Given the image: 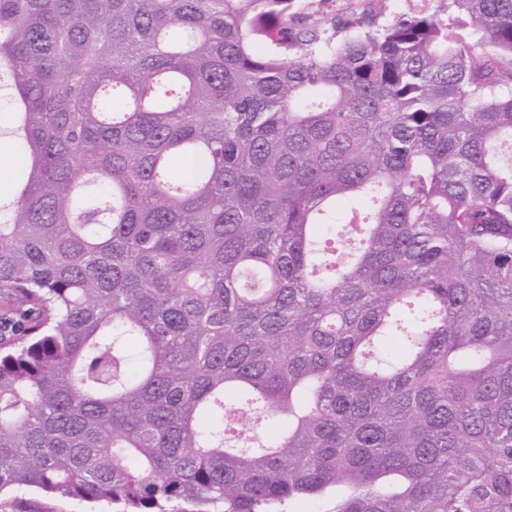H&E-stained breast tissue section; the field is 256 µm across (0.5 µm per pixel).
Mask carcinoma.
<instances>
[{
  "mask_svg": "<svg viewBox=\"0 0 512 512\" xmlns=\"http://www.w3.org/2000/svg\"><path fill=\"white\" fill-rule=\"evenodd\" d=\"M297 2L0 0V492L512 512V0ZM306 5H313L312 9L320 8L331 16L346 15L352 11L360 12L371 5L370 0H328L320 2L318 0H303ZM11 93L6 87L0 89V129L3 136L2 140H5L0 145V173L2 171L4 176L2 183L0 177V198L2 201L11 196L23 170V161L14 138L4 134L5 130L12 127Z\"/></svg>",
  "mask_w": 512,
  "mask_h": 512,
  "instance_id": "1",
  "label": "carcinoma"
}]
</instances>
